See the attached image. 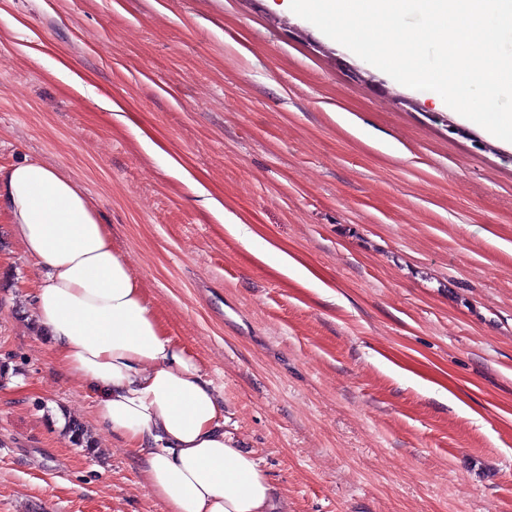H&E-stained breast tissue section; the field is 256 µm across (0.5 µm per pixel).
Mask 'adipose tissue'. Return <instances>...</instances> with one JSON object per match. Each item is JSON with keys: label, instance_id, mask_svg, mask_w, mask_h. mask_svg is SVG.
Returning <instances> with one entry per match:
<instances>
[{"label": "adipose tissue", "instance_id": "ef3b65f1", "mask_svg": "<svg viewBox=\"0 0 512 512\" xmlns=\"http://www.w3.org/2000/svg\"><path fill=\"white\" fill-rule=\"evenodd\" d=\"M0 213L42 271L32 307L58 369L87 383L97 423L135 449L165 512H286L227 431L221 390L167 333L78 184L37 160L0 166Z\"/></svg>", "mask_w": 512, "mask_h": 512}]
</instances>
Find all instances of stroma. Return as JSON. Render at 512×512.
<instances>
[{
	"label": "stroma",
	"instance_id": "1",
	"mask_svg": "<svg viewBox=\"0 0 512 512\" xmlns=\"http://www.w3.org/2000/svg\"><path fill=\"white\" fill-rule=\"evenodd\" d=\"M364 66L270 0H0V166L91 196L288 512H512V147ZM37 277L1 216L0 512H164ZM221 222H225L224 227L233 235L239 237L242 242L250 249L254 248L256 251L261 253L273 252L275 254L276 262L279 270L286 276L290 275L293 277H302L305 274V270L302 266L296 263L288 254L283 252H274L269 245L262 244L245 226L240 224L229 217L226 213L220 216Z\"/></svg>",
	"mask_w": 512,
	"mask_h": 512
}]
</instances>
